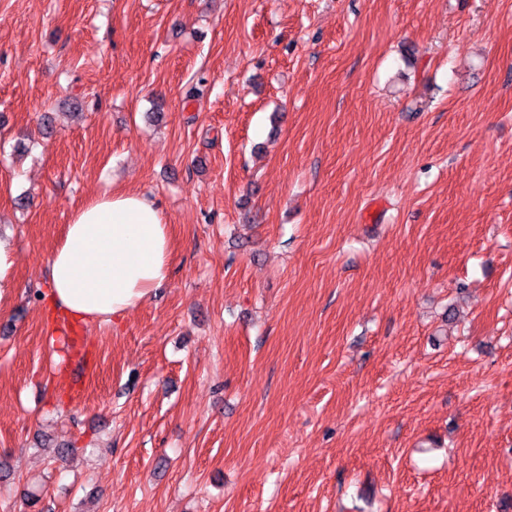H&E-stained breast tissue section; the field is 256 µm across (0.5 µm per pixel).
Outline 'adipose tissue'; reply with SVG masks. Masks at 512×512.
Here are the masks:
<instances>
[{
    "mask_svg": "<svg viewBox=\"0 0 512 512\" xmlns=\"http://www.w3.org/2000/svg\"><path fill=\"white\" fill-rule=\"evenodd\" d=\"M164 213L138 192L104 193L77 209L47 261L56 309L80 322L124 315L170 278Z\"/></svg>",
    "mask_w": 512,
    "mask_h": 512,
    "instance_id": "obj_1",
    "label": "adipose tissue"
}]
</instances>
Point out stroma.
I'll use <instances>...</instances> for the list:
<instances>
[{"mask_svg":"<svg viewBox=\"0 0 512 512\" xmlns=\"http://www.w3.org/2000/svg\"><path fill=\"white\" fill-rule=\"evenodd\" d=\"M105 191L172 273L74 322ZM0 242V512H512V0H0ZM163 211L143 193H104L77 209L47 261L54 307L74 321H111L170 279Z\"/></svg>","mask_w":512,"mask_h":512,"instance_id":"1","label":"stroma"}]
</instances>
